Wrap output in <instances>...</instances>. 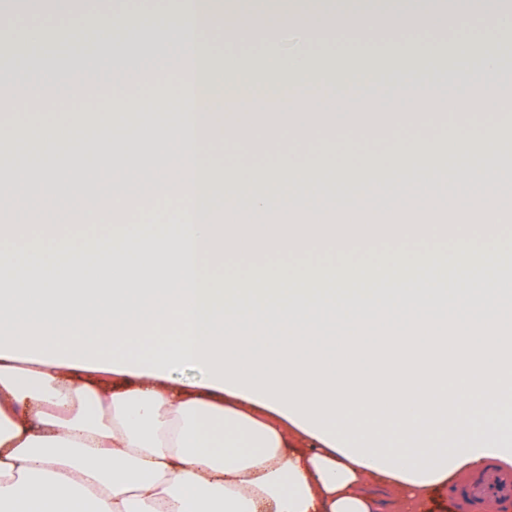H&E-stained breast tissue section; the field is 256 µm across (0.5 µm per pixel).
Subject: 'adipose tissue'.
I'll use <instances>...</instances> for the list:
<instances>
[{
	"mask_svg": "<svg viewBox=\"0 0 512 512\" xmlns=\"http://www.w3.org/2000/svg\"><path fill=\"white\" fill-rule=\"evenodd\" d=\"M219 0H178L176 34L145 56L127 31L124 0H96L119 45L104 42L76 74L7 72L10 93L34 111L96 85L177 70L183 110L177 149L200 146L193 116L216 139L287 125L370 132L383 121L443 108L486 112L512 101V0H474L477 12L393 9L368 17L323 9L273 29L303 32L257 72L199 41L223 24L253 28ZM489 20L480 46L408 41L410 27L459 29ZM353 30L354 63L327 75L308 49L317 35ZM218 248L103 238L93 250L64 237L0 236V512H434L448 482L488 461L512 466V289L499 253L457 237L417 266L472 274L460 312L403 282L383 307L368 300L232 295L205 278ZM94 274H86L87 266ZM44 272L16 287L22 270ZM188 364L200 381L179 387ZM392 491L379 504L363 491Z\"/></svg>",
	"mask_w": 512,
	"mask_h": 512,
	"instance_id": "ef3b65f1",
	"label": "adipose tissue"
}]
</instances>
